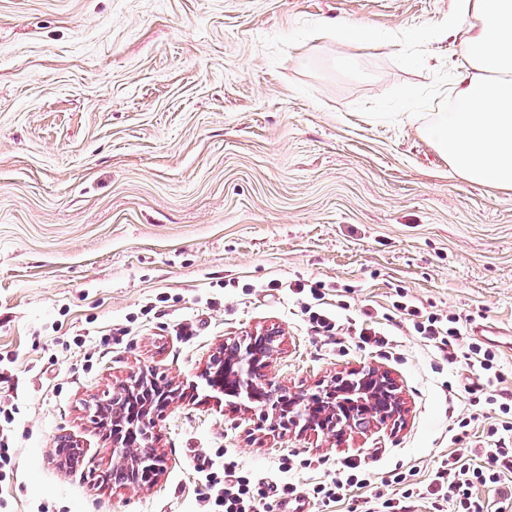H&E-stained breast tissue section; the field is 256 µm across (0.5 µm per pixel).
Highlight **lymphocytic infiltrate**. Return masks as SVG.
<instances>
[{
    "mask_svg": "<svg viewBox=\"0 0 512 512\" xmlns=\"http://www.w3.org/2000/svg\"><path fill=\"white\" fill-rule=\"evenodd\" d=\"M324 284L320 281L296 280L289 290L300 301L306 323L321 336L355 334L360 346L397 349L398 343L375 321L348 319L329 308ZM392 308L407 322L415 335L437 345L446 355L462 353L473 375L464 391L471 405L481 406L501 417L502 423L490 426L493 447L478 446L481 462L475 463L456 456L442 461L437 467L431 486L435 499L434 512H506L512 505V486L505 480L512 474V390L503 388L504 377L492 346L471 342L460 346L463 327L453 314L423 313L417 306L399 299ZM209 485L216 492L208 499L210 512H261L269 502L314 498L323 504L340 502L347 494L361 495L363 503L374 504L378 512H411L415 490L407 474L393 473L372 484L367 468L347 461L334 476L299 488L290 482L267 481L225 464L223 473H208ZM493 491V498L482 500L474 494L477 487Z\"/></svg>",
    "mask_w": 512,
    "mask_h": 512,
    "instance_id": "1",
    "label": "lymphocytic infiltrate"
}]
</instances>
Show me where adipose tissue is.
I'll use <instances>...</instances> for the list:
<instances>
[{
    "label": "adipose tissue",
    "mask_w": 512,
    "mask_h": 512,
    "mask_svg": "<svg viewBox=\"0 0 512 512\" xmlns=\"http://www.w3.org/2000/svg\"><path fill=\"white\" fill-rule=\"evenodd\" d=\"M448 26L468 67L425 134L466 181L512 190V0H457Z\"/></svg>",
    "instance_id": "obj_1"
}]
</instances>
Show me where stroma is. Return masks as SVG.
<instances>
[{
	"instance_id": "obj_1",
	"label": "stroma",
	"mask_w": 512,
	"mask_h": 512,
	"mask_svg": "<svg viewBox=\"0 0 512 512\" xmlns=\"http://www.w3.org/2000/svg\"><path fill=\"white\" fill-rule=\"evenodd\" d=\"M453 7L0 0V512H207L202 475L225 463L305 487L347 458L415 471L411 512H430L432 469L469 453L446 413L464 360L409 334L394 354L337 345L284 284L324 282L356 318L381 320L401 289L512 327V191L462 179L423 132L454 108ZM328 19L371 36L320 35ZM264 327L283 336L271 378L312 391L380 369L403 422L338 444L276 434L201 386L226 338ZM143 370L198 389L153 414L156 480L116 487L86 406ZM62 437L78 461L57 456Z\"/></svg>"
}]
</instances>
